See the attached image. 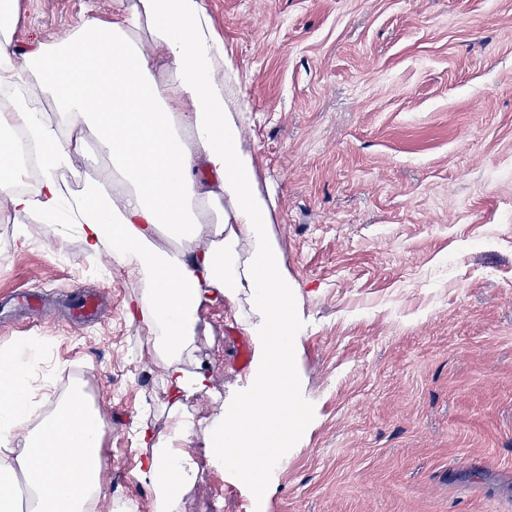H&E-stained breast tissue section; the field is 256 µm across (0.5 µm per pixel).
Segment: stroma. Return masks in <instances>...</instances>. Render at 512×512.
I'll list each match as a JSON object with an SVG mask.
<instances>
[{"mask_svg": "<svg viewBox=\"0 0 512 512\" xmlns=\"http://www.w3.org/2000/svg\"><path fill=\"white\" fill-rule=\"evenodd\" d=\"M235 76L226 107L299 287L293 359L309 409L268 485L213 466L179 512H512V0H205ZM116 0H20L16 46L65 38ZM0 209V293L97 292L96 320L0 326L32 339L58 380L106 419L108 498L151 512L134 430L167 427L163 366L125 305L132 276L75 233ZM224 304L203 308L188 369L194 412L239 391L249 344Z\"/></svg>", "mask_w": 512, "mask_h": 512, "instance_id": "35a3bbf8", "label": "stroma"}]
</instances>
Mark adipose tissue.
Wrapping results in <instances>:
<instances>
[{"instance_id":"1","label":"adipose tissue","mask_w":512,"mask_h":512,"mask_svg":"<svg viewBox=\"0 0 512 512\" xmlns=\"http://www.w3.org/2000/svg\"><path fill=\"white\" fill-rule=\"evenodd\" d=\"M18 0H0V202L18 220L68 224L90 252L108 250V270L136 276L130 323L148 333L165 365L169 425L136 439V478L153 491V512H177L194 480L190 445L202 436L223 469L259 483L282 461L303 422L291 352L302 317L241 149L242 113L225 103L224 39L204 0H126L104 21L85 14L70 36L14 47ZM38 84L56 107L48 116L29 93ZM89 131L112 162L107 183L64 196L59 175ZM167 235L174 250L158 248ZM236 305L250 336L247 386L197 429L183 399L209 394L189 353L204 305ZM37 355L0 352V512H95L107 489L100 441L106 422L74 389L47 414L28 379Z\"/></svg>"}]
</instances>
